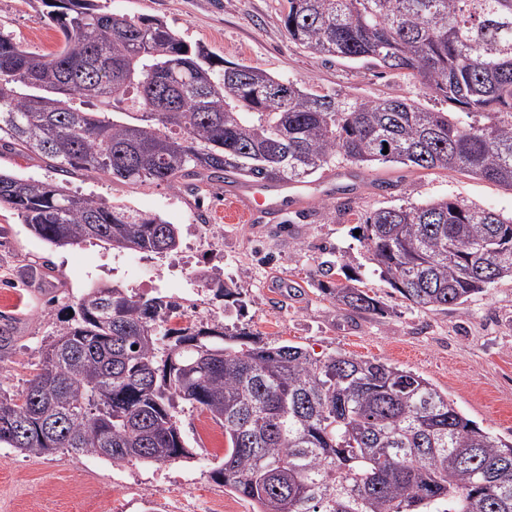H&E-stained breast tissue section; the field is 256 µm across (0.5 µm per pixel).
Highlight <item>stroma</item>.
I'll return each instance as SVG.
<instances>
[{
	"mask_svg": "<svg viewBox=\"0 0 512 512\" xmlns=\"http://www.w3.org/2000/svg\"><path fill=\"white\" fill-rule=\"evenodd\" d=\"M100 3L115 14L162 19L216 57L314 90L366 98L401 95L428 109L445 107L410 76L365 60L315 55L293 43L280 21L284 0ZM42 11L40 0H0V31L34 52L55 51L61 35ZM66 186L177 224L180 246L164 254L118 252L100 242L57 247L0 207V314L11 318L16 338L13 353L0 361L6 389H22L32 377L43 346L68 320L69 305L88 288L109 283L147 297L163 292L181 305L187 324L221 322L233 332L301 346L317 358L347 352L387 361L428 379L467 418L512 440V280L503 279L464 308L420 311L374 274L354 233L362 217L378 208L446 196L508 216L511 190L454 171L334 163L303 184L300 205L277 217L229 223L232 182L193 193L118 184L79 171L68 176ZM338 263L383 302V313H354L324 295V287L337 280L329 268ZM201 271L234 278L244 305L198 286L195 275ZM177 418L194 456L167 465L115 467L92 455L29 457L0 448V512H185L195 497L208 512H256L213 477L228 447L223 427L187 405Z\"/></svg>",
	"mask_w": 512,
	"mask_h": 512,
	"instance_id": "35a3bbf8",
	"label": "stroma"
}]
</instances>
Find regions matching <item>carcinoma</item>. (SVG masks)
Here are the masks:
<instances>
[{
  "instance_id": "carcinoma-1",
  "label": "carcinoma",
  "mask_w": 512,
  "mask_h": 512,
  "mask_svg": "<svg viewBox=\"0 0 512 512\" xmlns=\"http://www.w3.org/2000/svg\"><path fill=\"white\" fill-rule=\"evenodd\" d=\"M58 49L0 32V148L61 173L196 189L300 182L345 160L457 171L512 190V0H286L288 39L415 78L453 111L402 96L321 93L215 60L166 22L99 0H41ZM388 153H383V150ZM58 247L99 240L163 254L178 228L156 215L0 170V206ZM374 271L422 310L459 308L512 277V217L458 197L380 208L359 225ZM197 279L233 303L234 280ZM359 279L335 304L382 313ZM180 308L100 284L18 391L0 387V446L93 455L123 466L193 458L177 409L208 411L228 449L213 472L257 512H512V440L464 417L427 379L380 359H325L217 322L171 325ZM138 349H133V346Z\"/></svg>"
}]
</instances>
